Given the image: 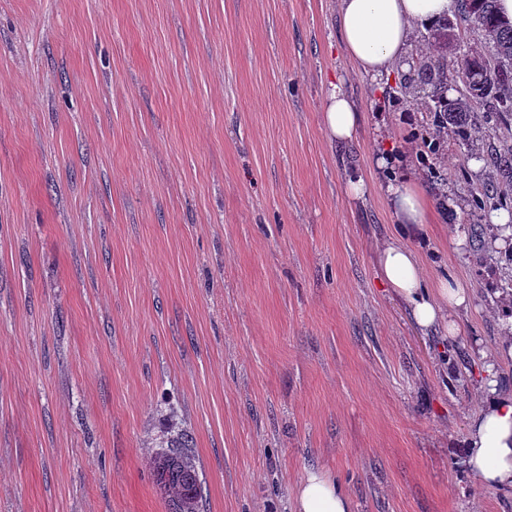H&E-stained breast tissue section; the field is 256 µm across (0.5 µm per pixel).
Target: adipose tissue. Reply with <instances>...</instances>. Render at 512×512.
Returning <instances> with one entry per match:
<instances>
[{
  "instance_id": "adipose-tissue-1",
  "label": "adipose tissue",
  "mask_w": 512,
  "mask_h": 512,
  "mask_svg": "<svg viewBox=\"0 0 512 512\" xmlns=\"http://www.w3.org/2000/svg\"><path fill=\"white\" fill-rule=\"evenodd\" d=\"M449 0H338L339 37L345 53L372 77L390 74L408 56L414 24L433 25L448 12ZM323 121L336 142L351 141L360 123L354 102L339 87L326 96ZM401 237L384 245L380 278L404 302L423 331L443 330L455 337V313L469 306L470 294L455 279H441L436 290L423 282L418 255L408 244L430 219V210L409 179L387 182ZM481 409L472 420L464 447V467L486 484L512 488V393L501 389L497 365L487 359L480 386ZM295 512H352L348 496L326 473L313 470L299 484Z\"/></svg>"
}]
</instances>
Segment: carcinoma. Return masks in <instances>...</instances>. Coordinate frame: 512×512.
<instances>
[{
    "mask_svg": "<svg viewBox=\"0 0 512 512\" xmlns=\"http://www.w3.org/2000/svg\"><path fill=\"white\" fill-rule=\"evenodd\" d=\"M458 16L480 29L488 40V53L471 52L456 57V74L465 93L448 97V60L425 61L417 77H406L388 97L413 96L425 100L432 126L452 127L460 139L469 137L473 105L487 102L491 112L512 117V23L502 20L496 0H455ZM456 23L443 18L437 23V36L444 45L458 42ZM168 451L149 458L157 483L172 505V512H201L202 486L195 457L189 451L191 440L178 433L164 443Z\"/></svg>",
    "mask_w": 512,
    "mask_h": 512,
    "instance_id": "carcinoma-1",
    "label": "carcinoma"
}]
</instances>
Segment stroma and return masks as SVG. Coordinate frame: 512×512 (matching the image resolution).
<instances>
[{"label": "stroma", "mask_w": 512, "mask_h": 512, "mask_svg": "<svg viewBox=\"0 0 512 512\" xmlns=\"http://www.w3.org/2000/svg\"><path fill=\"white\" fill-rule=\"evenodd\" d=\"M399 79L345 55L337 0H0V512H171L147 459L181 432L204 512H294L313 468L353 512H512L461 446L483 354L512 391V177L472 165L512 125L448 135L430 177ZM407 171L426 286L472 293L452 342L378 275ZM323 121L329 137L338 143L351 141L358 129L360 113L337 85L327 93Z\"/></svg>", "instance_id": "35a3bbf8"}]
</instances>
